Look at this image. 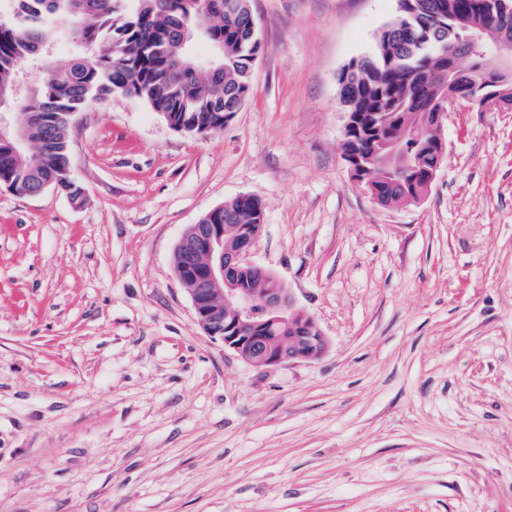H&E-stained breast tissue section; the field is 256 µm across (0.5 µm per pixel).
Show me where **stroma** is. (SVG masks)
<instances>
[{
	"instance_id": "obj_1",
	"label": "stroma",
	"mask_w": 512,
	"mask_h": 512,
	"mask_svg": "<svg viewBox=\"0 0 512 512\" xmlns=\"http://www.w3.org/2000/svg\"><path fill=\"white\" fill-rule=\"evenodd\" d=\"M251 5L263 51L221 132L115 96L72 128L80 200L0 185V512H512V111L449 104L427 196L379 205L338 76L398 0ZM243 194L318 360L251 367L174 274Z\"/></svg>"
}]
</instances>
